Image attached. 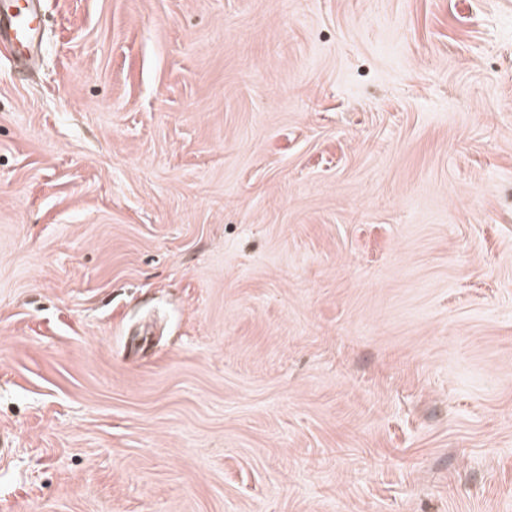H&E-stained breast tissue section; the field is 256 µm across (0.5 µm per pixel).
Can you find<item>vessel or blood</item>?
Segmentation results:
<instances>
[{
	"mask_svg": "<svg viewBox=\"0 0 512 512\" xmlns=\"http://www.w3.org/2000/svg\"><path fill=\"white\" fill-rule=\"evenodd\" d=\"M41 30L40 0H0V44L16 48L15 68L34 63Z\"/></svg>",
	"mask_w": 512,
	"mask_h": 512,
	"instance_id": "1",
	"label": "vessel or blood"
}]
</instances>
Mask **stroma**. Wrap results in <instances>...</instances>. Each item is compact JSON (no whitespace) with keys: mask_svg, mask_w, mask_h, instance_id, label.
Returning <instances> with one entry per match:
<instances>
[{"mask_svg":"<svg viewBox=\"0 0 512 512\" xmlns=\"http://www.w3.org/2000/svg\"><path fill=\"white\" fill-rule=\"evenodd\" d=\"M41 3L0 512H512V0Z\"/></svg>","mask_w":512,"mask_h":512,"instance_id":"35a3bbf8","label":"stroma"}]
</instances>
